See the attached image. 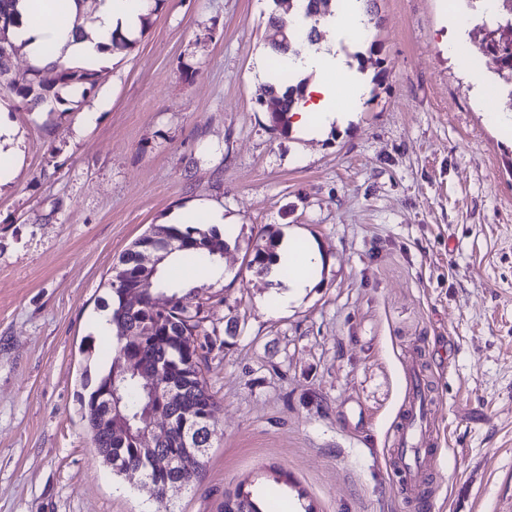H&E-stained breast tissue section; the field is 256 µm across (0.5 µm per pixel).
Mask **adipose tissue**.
I'll list each match as a JSON object with an SVG mask.
<instances>
[{"label":"adipose tissue","mask_w":512,"mask_h":512,"mask_svg":"<svg viewBox=\"0 0 512 512\" xmlns=\"http://www.w3.org/2000/svg\"><path fill=\"white\" fill-rule=\"evenodd\" d=\"M150 0H100L95 14L92 40L77 39L74 0H18L16 8L23 24L14 29L16 41L22 42L28 57L36 64L54 62L59 55L72 59L100 62L101 45L107 44L113 31L137 32L141 17L147 13ZM334 35V42L290 55L289 67L301 75H311L305 96L296 103L288 117L292 129L320 137L333 123L344 121L345 109L359 108L366 97V87L357 70L351 69L341 44L365 33V10L362 0H347L336 14L321 21ZM318 254L300 239L280 242L276 260L270 267L272 280L283 282L281 306L312 287L307 271L316 266Z\"/></svg>","instance_id":"ef3b65f1"}]
</instances>
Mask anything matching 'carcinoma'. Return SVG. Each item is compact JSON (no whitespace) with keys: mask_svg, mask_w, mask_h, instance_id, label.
Segmentation results:
<instances>
[{"mask_svg":"<svg viewBox=\"0 0 512 512\" xmlns=\"http://www.w3.org/2000/svg\"><path fill=\"white\" fill-rule=\"evenodd\" d=\"M17 0H0V15L7 18L10 25L0 35V85L6 86L18 104L32 111L46 104H67L63 92L67 89H80L82 94L91 92L96 86L98 69L94 66L55 63L43 68L33 66L22 75L12 69V58L21 49L12 38L11 28L20 25L19 16L14 9ZM497 15L493 22L484 24L486 66L504 85L512 88V40H503V33L512 32V0H496ZM336 0H303L305 18L311 22L306 38L312 44L318 41L317 24L321 18L331 13ZM267 47L277 55L289 51L292 31L276 15L269 16L265 38ZM307 79L293 81L292 75L283 70L274 76V82L264 85L263 96L276 102L277 109L269 113L273 128L288 132L287 112L291 111L295 100L302 97ZM227 247L226 240L213 229L186 227L180 229L174 224H154L141 238L137 239L112 267L109 280V298L102 299L100 308L112 309L109 324L112 325V351L119 357L133 359H151L157 348L166 346V357L160 362L162 375L158 385L164 387L169 379L195 375L204 355L211 352L217 342L216 330L205 325L204 303L198 300V291L164 276L159 271L154 277L153 292L166 294L171 298L172 306L164 318L162 331L151 336L142 334V330L155 321L157 317L152 297L142 300L134 313H129L124 305L122 289L119 285L135 282L140 274L138 257L146 250L178 251L181 258L190 264L208 266L221 265V256ZM191 337L197 343L201 353H196L183 346L182 339ZM111 368L99 369L93 382L84 384L85 392L79 394L82 418L92 434L97 448H120L123 460L113 467L118 473L129 469H140L149 473V453L135 447L127 438L118 435L106 437L100 434L104 421L102 402L98 400L101 389L106 385ZM119 397L123 400L129 414L140 413L145 396L133 375L118 377L112 382ZM198 406V411L212 414L213 395L207 386L190 393ZM224 512H262L251 499L250 493L240 491L234 500L224 502Z\"/></svg>","mask_w":512,"mask_h":512,"instance_id":"cac0c4a2","label":"carcinoma"}]
</instances>
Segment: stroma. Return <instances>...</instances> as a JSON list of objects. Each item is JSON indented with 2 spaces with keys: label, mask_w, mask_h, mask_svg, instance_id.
Returning <instances> with one entry per match:
<instances>
[{
  "label": "stroma",
  "mask_w": 512,
  "mask_h": 512,
  "mask_svg": "<svg viewBox=\"0 0 512 512\" xmlns=\"http://www.w3.org/2000/svg\"><path fill=\"white\" fill-rule=\"evenodd\" d=\"M453 0H377L369 85L320 139L257 98L268 0H165L69 112L19 107L0 164V512H512V131L490 73L452 59ZM486 87L478 95L471 81ZM223 208L225 279L199 288L217 434L158 501L98 457L78 395L106 352L98 302L151 225ZM288 234L321 256L288 307L248 264ZM432 408L417 500L393 450L412 369Z\"/></svg>",
  "instance_id": "1"
}]
</instances>
